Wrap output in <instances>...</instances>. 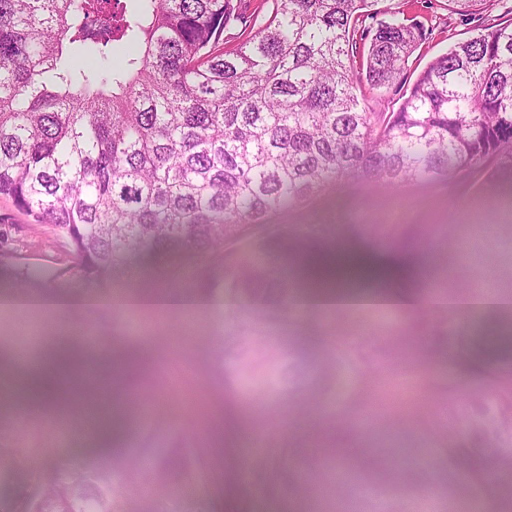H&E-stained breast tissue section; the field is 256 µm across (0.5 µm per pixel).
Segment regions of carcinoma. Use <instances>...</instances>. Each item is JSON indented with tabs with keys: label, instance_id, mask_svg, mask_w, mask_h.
I'll list each match as a JSON object with an SVG mask.
<instances>
[{
	"label": "carcinoma",
	"instance_id": "1",
	"mask_svg": "<svg viewBox=\"0 0 512 512\" xmlns=\"http://www.w3.org/2000/svg\"><path fill=\"white\" fill-rule=\"evenodd\" d=\"M138 2L130 14L122 0H0V195L52 225L85 280L112 278L142 248L187 252L216 261L251 315L288 236L325 232L271 217L329 189L447 180L512 155L511 24L480 22L395 111L368 112L356 89L400 88L427 36L396 10L377 19V0H270L231 50L238 0ZM165 275L195 280L185 265ZM433 316L460 343V315ZM487 375L491 392L463 419L475 445L450 449L476 475L512 445V368ZM88 495L77 478L40 475L16 512H83Z\"/></svg>",
	"mask_w": 512,
	"mask_h": 512
}]
</instances>
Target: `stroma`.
<instances>
[{
  "label": "stroma",
  "mask_w": 512,
  "mask_h": 512,
  "mask_svg": "<svg viewBox=\"0 0 512 512\" xmlns=\"http://www.w3.org/2000/svg\"><path fill=\"white\" fill-rule=\"evenodd\" d=\"M404 5L408 18L432 33L410 57L407 77L474 33L448 0H379V10ZM489 172L398 190L353 189L319 196L277 216L280 224H322L325 247L399 250L394 225L418 235L421 264L443 260L441 275L472 284L476 274L512 295V207ZM74 260L54 229L34 223L0 196V298L16 288L24 266L64 270ZM171 291L153 255H134L119 280H61L65 293ZM268 316L230 311L144 308L62 315L0 309V367L25 374L58 343L99 336L114 360L147 352L151 373L114 400L146 397L138 411L115 410L112 432L141 472L130 477L98 438L71 421L69 446L59 443L61 411L41 409L25 392L0 403V512L32 493L38 474L92 479L95 494L119 512H342L346 499L362 512H470L489 500L512 512V494L498 482L470 480L448 447H468L457 419L491 387L486 366L512 358V307L466 319L468 355L449 360L434 343V321L399 312L352 319L313 311L284 313L277 281L263 290ZM366 378L359 398L348 382ZM342 483V496L319 488Z\"/></svg>",
  "instance_id": "35a3bbf8"
}]
</instances>
